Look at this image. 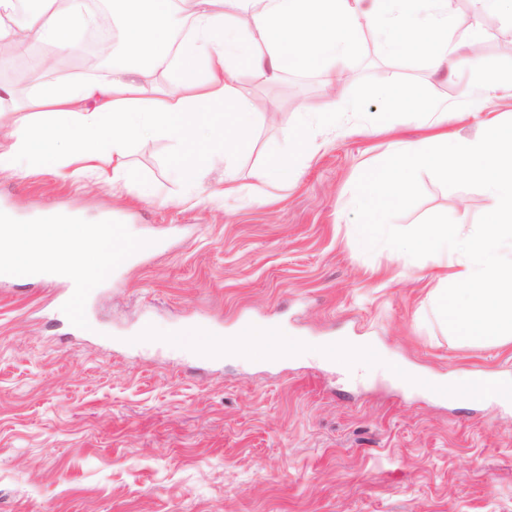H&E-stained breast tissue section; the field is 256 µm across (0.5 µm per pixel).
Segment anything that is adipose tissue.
<instances>
[{"instance_id": "1", "label": "adipose tissue", "mask_w": 512, "mask_h": 512, "mask_svg": "<svg viewBox=\"0 0 512 512\" xmlns=\"http://www.w3.org/2000/svg\"><path fill=\"white\" fill-rule=\"evenodd\" d=\"M37 9L17 20L18 0H0V43L15 55L34 44L71 45L88 18L84 0H38ZM124 60L99 79H76L39 88L27 100H16L13 87L0 83V104L13 116L8 135L0 139V174L25 162L48 158L56 145L72 150L75 172L93 171L121 183L127 174L129 140L162 136L178 146L171 164L180 181L201 186L205 177L232 154L254 128L256 117L238 86L240 68L255 79L276 84L288 71L320 74L328 90L345 79L347 53L362 25L380 24L391 54L424 58L433 71L476 68L481 59L472 45L449 41L452 19L447 9L425 0H184V13L172 0H114ZM193 21V34L176 42L183 16ZM174 67L176 83L144 81L148 67ZM377 96L391 113L425 112L433 136L395 143L365 177L356 200L367 217L362 236H377L388 211L404 205L415 192V171L429 166L455 169L483 185L493 199L485 224L472 248L477 261L454 262L452 272L434 271V278L454 279L455 288L435 289L432 305L450 335L489 343L512 342V264L503 263L504 237L512 238V125L490 119L484 135L472 142L448 136V107L431 104L414 86L395 82ZM222 128L208 144L195 140L200 127ZM112 225L95 230L61 219L52 223L17 224L0 236V254H8L19 276L46 257V242L61 247V269L71 279L93 284L110 270L121 247ZM405 247L418 253L457 252L451 223L418 225ZM250 342L264 357L288 356L291 348L279 333L252 326L231 338L207 337L216 357Z\"/></svg>"}]
</instances>
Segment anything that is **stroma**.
<instances>
[{"mask_svg":"<svg viewBox=\"0 0 512 512\" xmlns=\"http://www.w3.org/2000/svg\"><path fill=\"white\" fill-rule=\"evenodd\" d=\"M453 15L449 38L483 45V71L433 74L388 53L375 27L333 93L312 73L270 89L241 71L258 121L231 160L237 184H255L268 142L294 154L298 126L324 143L297 156V182L264 187V201L199 199L173 175L162 137L128 148L141 197L58 176L65 145L0 175V213L17 223L108 216L123 241L164 243L93 288L92 333L43 282L0 284V512H512V403L433 395L389 371L401 362L451 383L476 372L512 382V343L450 336L431 307L433 256L404 247L417 225L448 216L460 239L474 237L490 195L456 173L418 170L414 196L372 241L356 205L362 172L392 140L428 134L412 113L361 133L381 115L379 86L421 88L450 106L454 138L482 135L485 116L468 103L486 77L512 72V53L493 48L512 19L478 0ZM335 97L356 109L331 127L322 107ZM245 322L275 324L295 354L215 359L203 348L212 331L234 336ZM174 334L182 347L161 346ZM334 336L371 338L378 362L356 372L322 359Z\"/></svg>","mask_w":512,"mask_h":512,"instance_id":"35a3bbf8","label":"stroma"}]
</instances>
